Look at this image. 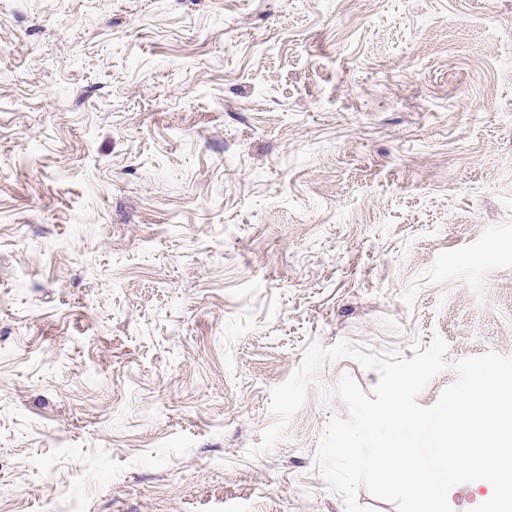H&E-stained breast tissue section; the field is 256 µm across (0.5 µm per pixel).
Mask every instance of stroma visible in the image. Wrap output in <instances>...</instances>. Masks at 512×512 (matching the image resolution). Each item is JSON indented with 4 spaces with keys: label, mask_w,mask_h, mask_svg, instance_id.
<instances>
[{
    "label": "stroma",
    "mask_w": 512,
    "mask_h": 512,
    "mask_svg": "<svg viewBox=\"0 0 512 512\" xmlns=\"http://www.w3.org/2000/svg\"><path fill=\"white\" fill-rule=\"evenodd\" d=\"M512 357V0H0V512H345L310 342Z\"/></svg>",
    "instance_id": "stroma-1"
}]
</instances>
